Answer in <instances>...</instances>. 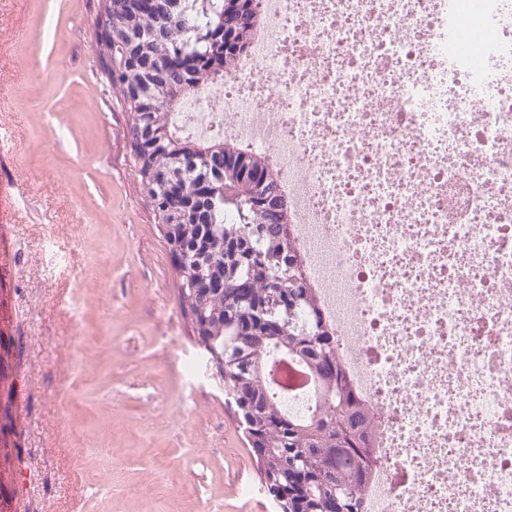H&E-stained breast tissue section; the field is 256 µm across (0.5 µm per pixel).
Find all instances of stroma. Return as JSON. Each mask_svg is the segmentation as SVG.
<instances>
[{"mask_svg":"<svg viewBox=\"0 0 512 512\" xmlns=\"http://www.w3.org/2000/svg\"><path fill=\"white\" fill-rule=\"evenodd\" d=\"M102 0H0V512H274L177 299L95 54Z\"/></svg>","mask_w":512,"mask_h":512,"instance_id":"35a3bbf8","label":"stroma"}]
</instances>
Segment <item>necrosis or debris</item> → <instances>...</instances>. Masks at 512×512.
<instances>
[{
    "instance_id": "necrosis-or-debris-1",
    "label": "necrosis or debris",
    "mask_w": 512,
    "mask_h": 512,
    "mask_svg": "<svg viewBox=\"0 0 512 512\" xmlns=\"http://www.w3.org/2000/svg\"><path fill=\"white\" fill-rule=\"evenodd\" d=\"M176 121L264 156L354 391L366 512H512V0H255Z\"/></svg>"
}]
</instances>
